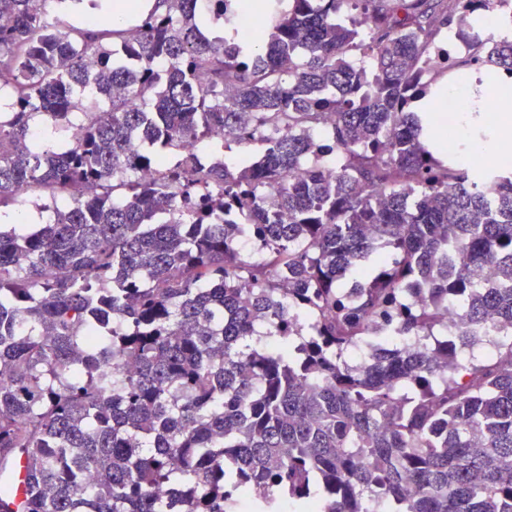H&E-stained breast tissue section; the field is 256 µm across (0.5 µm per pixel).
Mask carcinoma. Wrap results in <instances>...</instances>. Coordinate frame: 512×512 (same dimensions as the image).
Wrapping results in <instances>:
<instances>
[{
	"instance_id": "cac0c4a2",
	"label": "carcinoma",
	"mask_w": 512,
	"mask_h": 512,
	"mask_svg": "<svg viewBox=\"0 0 512 512\" xmlns=\"http://www.w3.org/2000/svg\"><path fill=\"white\" fill-rule=\"evenodd\" d=\"M46 2L0 0V208L54 191L0 228V512H512V342L462 357L512 323V165L437 158L410 110L452 22L441 67L512 75L475 35L512 0H268L259 49L227 0L110 31L112 0ZM42 116L80 137L34 143ZM230 143L260 150L201 149ZM450 300L470 328L433 342ZM382 333L423 343L349 362ZM21 201V200H20ZM45 204V201L36 194L30 201L21 203L18 206H7L0 210L2 216H11L4 217V221H12L15 217V220L11 224H2V216L0 217V225L5 229L16 228L17 231L30 232L39 229L43 224H48L51 220L53 214L48 211L40 210V208ZM24 216V220L21 224H17L16 217ZM38 217L39 220L36 224L29 223V218Z\"/></svg>"
}]
</instances>
